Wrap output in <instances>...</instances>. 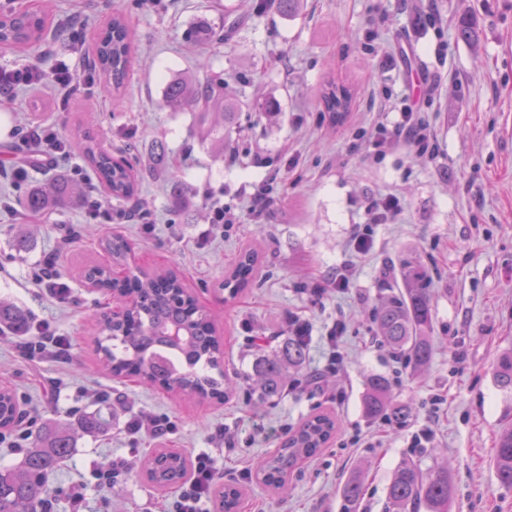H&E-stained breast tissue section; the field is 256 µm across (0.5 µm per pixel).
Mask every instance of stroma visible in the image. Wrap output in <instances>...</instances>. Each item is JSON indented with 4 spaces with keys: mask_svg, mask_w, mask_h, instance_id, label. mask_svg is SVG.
<instances>
[{
    "mask_svg": "<svg viewBox=\"0 0 512 512\" xmlns=\"http://www.w3.org/2000/svg\"><path fill=\"white\" fill-rule=\"evenodd\" d=\"M260 0H37L60 35L41 46L0 49V70L34 64L51 72L67 63L79 94L20 86L0 100V151L14 150L20 125L51 123L63 136L81 131L120 146L134 144L143 172L136 197L148 224H105L81 199L39 216L20 211L31 186L79 169L82 196L98 181L80 157L26 167L24 179L0 174V299L42 321L69 346L60 359L29 360L25 337L0 340V386L15 392L24 420L0 436V465L22 459L14 442L48 428L72 429L70 457L47 477L51 512H70V491L83 487L87 512H164L175 489L147 478L145 461L158 448L193 460L212 454L225 482L242 492L241 512H345L342 489L360 476L356 512H386L387 489L403 460L427 469L447 466L454 484L448 512H512V487L501 485L493 457L496 437L512 423V393L494 380L498 357L512 349V0H305L302 12L279 16ZM133 40L129 77L121 93L104 90L87 59L115 11ZM474 16L479 38L469 43L459 20ZM242 17L226 38L225 17ZM212 28L209 42L191 36ZM191 74L219 78L225 97L273 98L275 119L242 109L224 132V156L200 145L189 112L163 105L167 81ZM351 86L345 122L330 126L322 112L327 77ZM420 104L432 140L426 153L411 147L376 151L369 136L405 105ZM365 132L355 141L356 132ZM165 139L168 165L149 163L155 139ZM185 186L176 206L169 173ZM272 186L273 202L254 217L250 195ZM374 196L398 200L395 220L370 224ZM234 210L233 227L211 223L214 207ZM371 227L373 246L348 249L354 225ZM123 235L135 260L152 271L177 265L186 288L219 314L224 363L237 388L228 401L177 399L164 390L112 377L98 364L96 319L111 298L90 288L81 271L106 262L101 238ZM29 236L26 251L14 239ZM261 263L254 284L235 299L219 288L241 251ZM415 250L432 279L433 354L415 372L396 362L375 336L373 316L385 273ZM53 261L70 288L66 301L30 281ZM349 288H329L336 274ZM321 286L322 299L309 289ZM310 322L306 368L282 398L261 399L251 375L254 342L288 328L289 316ZM343 320L329 360L328 329ZM389 379L396 401L410 408L405 423L365 418V379ZM334 413L335 436L279 490L255 477L256 467L309 414ZM140 414H166L174 434L130 436L125 423ZM97 415L106 430L86 432L80 421ZM425 434L422 447H413ZM123 470L111 486L97 482L102 464Z\"/></svg>",
    "mask_w": 512,
    "mask_h": 512,
    "instance_id": "1",
    "label": "stroma"
}]
</instances>
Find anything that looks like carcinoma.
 I'll use <instances>...</instances> for the list:
<instances>
[{"label":"carcinoma","mask_w":512,"mask_h":512,"mask_svg":"<svg viewBox=\"0 0 512 512\" xmlns=\"http://www.w3.org/2000/svg\"><path fill=\"white\" fill-rule=\"evenodd\" d=\"M47 17L37 12L16 11L0 5V45L23 47L45 40ZM131 39L122 14L116 13L99 36L91 72L103 73L113 90L124 87L130 63ZM352 94L348 88L329 80L324 84L322 101L331 123L339 122L349 111ZM164 105L172 111L197 114L201 141H209L217 153H224V123L231 120L237 100H225L224 83L210 78L191 82L184 78L170 81L164 90ZM66 149L82 155L97 180L116 201L130 200L139 190L134 170L133 147L128 145L112 155L91 137L74 134L66 139ZM76 187L66 177L49 186L31 188L22 199V208L41 214L72 199ZM112 264L130 268L121 281L110 278L106 268L95 266L93 285L111 294L134 301L123 318L106 316L101 332L110 336L100 346L103 367L114 376L135 378L187 396L221 401L225 398L224 350L216 336L215 325L207 313L185 289L178 272L172 268L152 273L131 268L132 250L120 237L101 242ZM258 257L251 251L240 253L219 288L233 299L252 283ZM374 317L376 333L393 356L415 369L426 366L432 357L433 310L431 276L425 266L409 256L401 263V279L385 286ZM18 336L30 328L29 317L13 304L0 300V329ZM307 345L285 338L268 353L258 347L253 373L261 396L282 395L290 372H299L306 360ZM498 387L512 391V350L498 359L494 371ZM363 411L366 417H380L400 424L408 419L409 407L394 401L386 377L372 374L365 380ZM23 421L15 395L0 388V431L13 429ZM336 432V417L327 412L307 416L292 430L272 454L259 465L256 476L270 487L281 486L288 473L302 461L315 456ZM73 450L69 431L53 430L32 440L18 468L0 469V512H44L45 476L67 459ZM496 471L501 484L512 486V425L505 427L496 443ZM186 462L180 454L159 450L146 464L149 480L159 486L175 485L185 474ZM360 478L347 481L343 496L353 512L362 496ZM224 512H238L241 491L234 484L224 485ZM452 484L448 468L423 470L405 462L395 471L387 491V512H448Z\"/></svg>","instance_id":"1"}]
</instances>
